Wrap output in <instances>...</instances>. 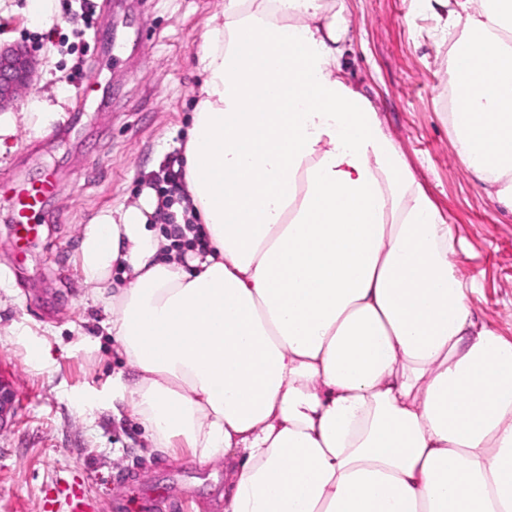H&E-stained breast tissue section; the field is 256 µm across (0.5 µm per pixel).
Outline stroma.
<instances>
[{
    "mask_svg": "<svg viewBox=\"0 0 512 512\" xmlns=\"http://www.w3.org/2000/svg\"><path fill=\"white\" fill-rule=\"evenodd\" d=\"M0 42L33 47V96L63 114L36 132L18 126L0 156V183L52 175L58 185L40 233L18 248L12 204L0 195V376L15 391L0 430V512H50L54 483L81 480L98 512L137 488L165 483L182 512H223L224 470L189 454L150 453L140 424L113 407L112 386L130 368L103 329L111 314L93 304L75 268L82 228L102 208L135 201L147 169L154 186L179 157L198 88L194 55L219 0H59L51 26L9 0ZM350 38L343 64L367 95L407 165L450 224L459 273L473 285L475 312L512 341V214L501 210L456 156L448 125L447 53L425 39L433 19L416 0H344ZM98 82L87 87L86 78Z\"/></svg>",
    "mask_w": 512,
    "mask_h": 512,
    "instance_id": "1",
    "label": "stroma"
}]
</instances>
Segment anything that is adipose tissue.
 I'll list each match as a JSON object with an SVG mask.
<instances>
[{"instance_id": "obj_1", "label": "adipose tissue", "mask_w": 512, "mask_h": 512, "mask_svg": "<svg viewBox=\"0 0 512 512\" xmlns=\"http://www.w3.org/2000/svg\"><path fill=\"white\" fill-rule=\"evenodd\" d=\"M424 10L457 156L512 212V0ZM344 11L222 0L209 18L182 200L147 183L81 233L79 273L133 369L112 397L170 460L224 465V512H512V342L347 81ZM44 106L0 114V155L18 124L60 120ZM170 213L190 246L156 230Z\"/></svg>"}]
</instances>
